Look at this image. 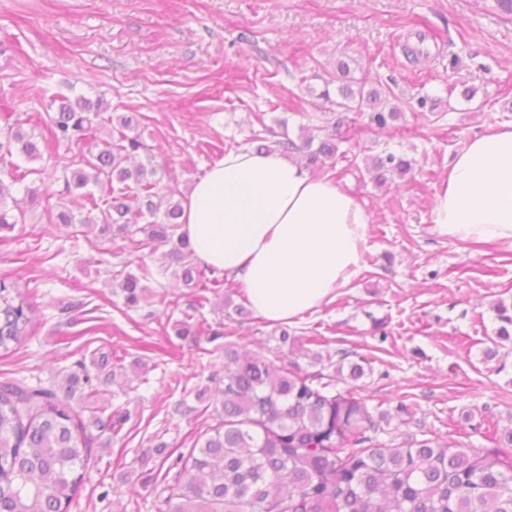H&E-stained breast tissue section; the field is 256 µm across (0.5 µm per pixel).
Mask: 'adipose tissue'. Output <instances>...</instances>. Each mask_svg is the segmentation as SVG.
I'll return each mask as SVG.
<instances>
[{"mask_svg":"<svg viewBox=\"0 0 512 512\" xmlns=\"http://www.w3.org/2000/svg\"><path fill=\"white\" fill-rule=\"evenodd\" d=\"M180 222L198 261L223 271L257 317L289 323L358 276L370 215L329 176L239 148L195 180ZM429 222L442 237L512 248V123L450 159Z\"/></svg>","mask_w":512,"mask_h":512,"instance_id":"obj_1","label":"adipose tissue"}]
</instances>
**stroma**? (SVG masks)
Instances as JSON below:
<instances>
[{
    "instance_id": "35a3bbf8",
    "label": "stroma",
    "mask_w": 512,
    "mask_h": 512,
    "mask_svg": "<svg viewBox=\"0 0 512 512\" xmlns=\"http://www.w3.org/2000/svg\"><path fill=\"white\" fill-rule=\"evenodd\" d=\"M340 58L392 88L393 128L373 132L363 115L335 127L321 93ZM59 94L139 113L163 185L183 193L263 125L293 138L335 127L360 156L412 163L383 185L344 160L331 170L371 216L363 268L333 300L284 327L237 315L228 281L203 311L208 329L184 338L191 289L169 275L151 283L153 306L129 307L114 279L159 265L161 252L133 251L121 234L47 231V209L71 203L52 178L70 149L37 161L41 206L0 232V280L29 291L34 307L32 331L0 355V382L53 385L98 348L121 368L88 404L117 425L92 448L68 512H163L178 457L215 423L228 328L238 347L340 391L334 361L366 359L351 386L381 416L380 443L433 435L512 457L497 441L512 425V338L485 355L496 304H512V251L442 238L429 224L449 158L512 113V20L478 0H0V114L38 116ZM424 95L433 111L419 110Z\"/></svg>"
}]
</instances>
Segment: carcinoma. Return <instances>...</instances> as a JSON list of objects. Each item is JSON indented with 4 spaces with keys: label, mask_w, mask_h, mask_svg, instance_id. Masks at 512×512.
I'll return each mask as SVG.
<instances>
[{
    "label": "carcinoma",
    "mask_w": 512,
    "mask_h": 512,
    "mask_svg": "<svg viewBox=\"0 0 512 512\" xmlns=\"http://www.w3.org/2000/svg\"><path fill=\"white\" fill-rule=\"evenodd\" d=\"M332 105L362 114L366 103L380 100L367 89L370 75H350ZM399 113L376 107L368 126L384 130ZM133 117L105 116L103 102L83 96L59 100L40 131L7 123L0 133V225L26 223L14 191L33 207L40 188L28 182L40 174L30 164L61 144H91L61 166L64 191L78 194L86 215L70 209L47 211L57 227L76 224L101 236L116 231L138 248L168 247L161 264L144 263L140 273L125 274L119 287L128 306L152 305L156 295L146 283L173 267L185 287L195 290L198 307L220 285L216 270L199 268L181 232L176 191L158 192V168L152 157L126 166L142 147ZM262 125L251 142L270 152L302 154L306 166L336 167L337 135L314 144V137L293 139ZM374 180L385 182V169L407 174L411 163L393 153L365 164ZM18 207L13 212L9 203ZM143 238L138 239L136 235ZM32 304L28 294L0 281V351L9 352L28 335ZM58 390L24 383H0V512H66L82 485L94 436L112 429V420L95 414L85 420L76 391L99 392L85 362ZM219 422L197 442L167 488V512H512V462L495 453L456 447L436 437L385 448L372 434L379 423L353 389L329 391V384L275 361L224 345V387L218 389Z\"/></svg>",
    "instance_id": "carcinoma-1"
}]
</instances>
